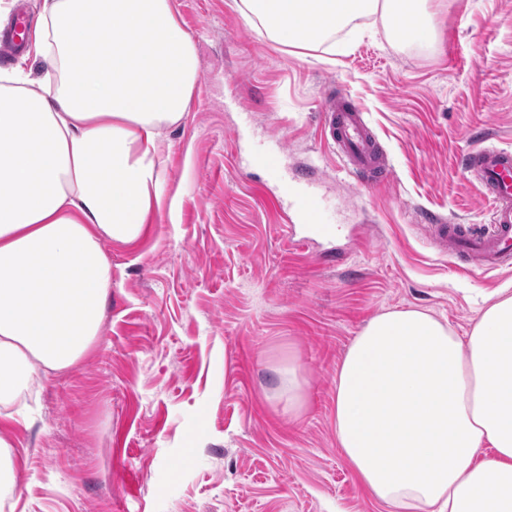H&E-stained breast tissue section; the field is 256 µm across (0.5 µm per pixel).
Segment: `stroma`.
<instances>
[{
  "instance_id": "obj_1",
  "label": "stroma",
  "mask_w": 512,
  "mask_h": 512,
  "mask_svg": "<svg viewBox=\"0 0 512 512\" xmlns=\"http://www.w3.org/2000/svg\"><path fill=\"white\" fill-rule=\"evenodd\" d=\"M200 81L159 137L161 206L134 244L106 243L102 331L73 369L36 380L16 426L8 512H391L345 462L336 374L367 323L418 309L468 336L512 295V264L458 261L427 215L484 224L461 165L474 138L512 149V0H441L434 44L356 40L310 56L270 41L236 0H173ZM365 114L393 177L361 185L323 132L328 104ZM336 226L312 236L271 207L255 156ZM305 382L289 414V361Z\"/></svg>"
}]
</instances>
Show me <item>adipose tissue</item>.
I'll return each mask as SVG.
<instances>
[{
  "mask_svg": "<svg viewBox=\"0 0 512 512\" xmlns=\"http://www.w3.org/2000/svg\"><path fill=\"white\" fill-rule=\"evenodd\" d=\"M430 0H240L284 47L317 50L381 15L395 39L430 37ZM32 50L39 91L0 69V497L13 494L7 422L34 375L74 367L112 288L108 242L138 241L163 193L157 138L199 79L171 0H43ZM336 435L372 497L395 512H512V296L469 336L426 312L372 319L336 378Z\"/></svg>",
  "mask_w": 512,
  "mask_h": 512,
  "instance_id": "adipose-tissue-1",
  "label": "adipose tissue"
}]
</instances>
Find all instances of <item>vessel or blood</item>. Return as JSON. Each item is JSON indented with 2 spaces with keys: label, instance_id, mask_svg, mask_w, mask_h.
Returning a JSON list of instances; mask_svg holds the SVG:
<instances>
[{
  "label": "vessel or blood",
  "instance_id": "b4317fda",
  "mask_svg": "<svg viewBox=\"0 0 512 512\" xmlns=\"http://www.w3.org/2000/svg\"><path fill=\"white\" fill-rule=\"evenodd\" d=\"M330 139L340 160L350 161L360 179L370 186L386 184L392 171L380 158L376 142L361 110L348 101H335L327 110ZM471 173L489 203V223L451 224L437 219L433 226L438 243L470 264L494 268L512 259V149L482 146L466 154ZM297 211L322 237L333 234L325 224L320 203L313 197H296Z\"/></svg>",
  "mask_w": 512,
  "mask_h": 512
}]
</instances>
